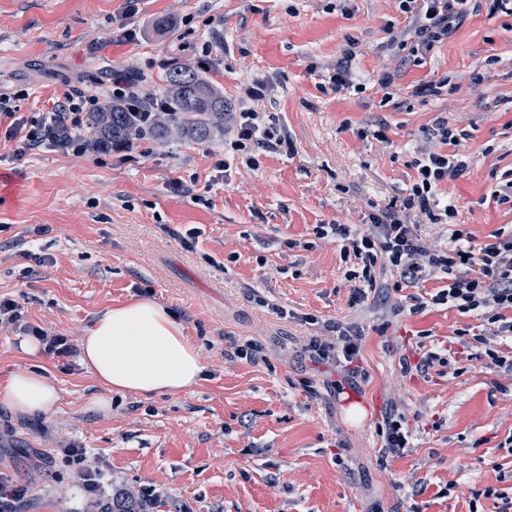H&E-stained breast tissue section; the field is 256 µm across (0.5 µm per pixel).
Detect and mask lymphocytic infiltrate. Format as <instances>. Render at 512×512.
Returning a JSON list of instances; mask_svg holds the SVG:
<instances>
[{"mask_svg":"<svg viewBox=\"0 0 512 512\" xmlns=\"http://www.w3.org/2000/svg\"><path fill=\"white\" fill-rule=\"evenodd\" d=\"M402 12L411 14V30L414 34L415 51L431 50L457 29L464 14L467 0H399ZM267 90L261 85H249L243 90L251 105L242 109L240 120L233 130L231 146L242 151L258 146L277 150L287 145V135L265 113L254 109V102L265 98ZM110 101L128 108L142 127L152 126L163 102L152 92L139 89L127 74L112 73V97ZM107 101V102H110ZM107 102L99 96L75 91L64 94L61 100L44 112L42 117L30 122L17 119L10 98L0 96V116L10 118L5 140L18 142L19 152H27L44 146L65 155H81L89 151L100 154L132 152V142L103 145L93 138L85 122L87 114L102 111ZM417 179L411 185L402 205L369 213V228L356 234L345 224H320L319 236L333 235L346 240L347 248L356 260L362 262L361 271H348L353 281V297L361 301L376 289L375 266H383L395 275V290L411 287L424 278L443 275L448 281L445 289L432 296L435 304H449L458 311L480 312L488 323L497 327L498 333L512 334V321H505L504 310H512V238L485 243L479 249L458 247L449 251L433 250L425 246L414 225L408 224L405 213L418 209L430 223H441L443 218L454 215L452 207H438L435 192L442 181L461 176L465 161L453 154L424 150L422 159L416 160ZM0 324L10 325L24 335L40 341L47 354L66 358L74 348L67 337L49 333L23 318L22 306L16 300H0ZM327 337H312L309 348L322 355L337 354L344 359L349 372H358L356 360L362 335L356 328L338 322L328 324Z\"/></svg>","mask_w":512,"mask_h":512,"instance_id":"obj_1","label":"lymphocytic infiltrate"}]
</instances>
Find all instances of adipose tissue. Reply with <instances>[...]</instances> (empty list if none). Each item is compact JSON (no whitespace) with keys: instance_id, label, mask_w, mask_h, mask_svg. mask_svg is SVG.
<instances>
[{"instance_id":"adipose-tissue-1","label":"adipose tissue","mask_w":512,"mask_h":512,"mask_svg":"<svg viewBox=\"0 0 512 512\" xmlns=\"http://www.w3.org/2000/svg\"><path fill=\"white\" fill-rule=\"evenodd\" d=\"M81 363L97 383L89 405L112 408L116 393L142 398L176 395L204 372L198 349L177 315L140 296L98 314L82 342ZM58 392L41 371L19 368L0 382V407L22 415L54 411Z\"/></svg>"}]
</instances>
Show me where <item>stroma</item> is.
Listing matches in <instances>:
<instances>
[{
    "label": "stroma",
    "instance_id": "1",
    "mask_svg": "<svg viewBox=\"0 0 512 512\" xmlns=\"http://www.w3.org/2000/svg\"><path fill=\"white\" fill-rule=\"evenodd\" d=\"M491 4L471 0L453 35L420 55L385 47L407 24L399 0H138L132 12L126 0H0V93L18 94L24 120L67 89L101 91L110 69L154 92L178 64L235 111L246 85L270 86L255 107L295 147L244 152L220 130L205 141L148 132L128 160L19 156L0 142V297L77 347L100 311L151 296L183 321L205 367L179 395H116L99 412L78 355L30 361L19 330L0 328V376L35 363L60 395L48 416L0 408V472L27 486L23 512H97L61 452L72 442L108 471L103 501L133 490L157 512H503L512 369L487 352L512 358V335L445 304L412 312L411 296L447 287L436 276L396 291L380 270L379 292L354 300L345 274L356 261L342 239L316 233L365 231L368 213L402 201L444 118L467 162L437 189L456 214L429 224L413 210L409 223L442 250L457 229L475 248L512 235V207L491 196L512 174V14ZM122 27L136 38H118ZM340 65L364 92L333 90ZM442 79L441 95L413 96ZM336 321L362 332L352 378L306 348ZM249 343L256 359L238 357ZM428 351V371L402 370ZM390 404L410 432L397 455L382 450Z\"/></svg>",
    "mask_w": 512,
    "mask_h": 512
}]
</instances>
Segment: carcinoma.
I'll return each instance as SVG.
<instances>
[{
    "label": "carcinoma",
    "mask_w": 512,
    "mask_h": 512,
    "mask_svg": "<svg viewBox=\"0 0 512 512\" xmlns=\"http://www.w3.org/2000/svg\"><path fill=\"white\" fill-rule=\"evenodd\" d=\"M167 86L160 89L165 96L169 113L158 118L153 130L164 135L170 123L178 132L198 141L207 140L216 127L224 126V94L203 81L187 66L172 68L166 77ZM89 123L102 139L129 140L142 134L132 123L126 110L111 104L104 111L91 115ZM141 499L134 494H120L112 500V512H140Z\"/></svg>",
    "instance_id": "carcinoma-1"
}]
</instances>
